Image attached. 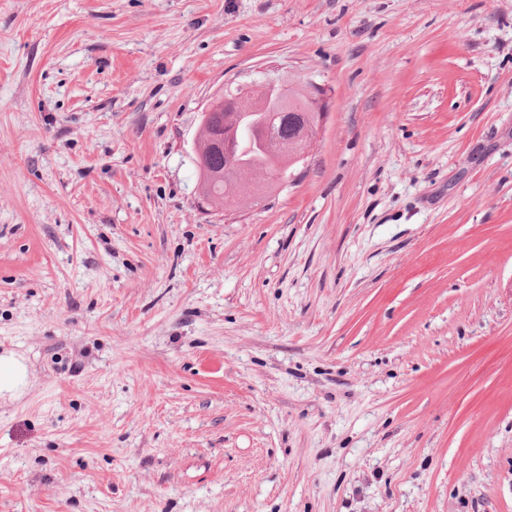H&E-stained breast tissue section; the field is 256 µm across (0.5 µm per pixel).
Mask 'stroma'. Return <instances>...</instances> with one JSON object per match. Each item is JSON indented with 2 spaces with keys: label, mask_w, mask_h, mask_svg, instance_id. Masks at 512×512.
<instances>
[{
  "label": "stroma",
  "mask_w": 512,
  "mask_h": 512,
  "mask_svg": "<svg viewBox=\"0 0 512 512\" xmlns=\"http://www.w3.org/2000/svg\"><path fill=\"white\" fill-rule=\"evenodd\" d=\"M310 80L216 212L201 114ZM0 512H512V0H0ZM314 85L318 87L319 91L316 89L308 91V99L310 102L308 113H294L296 117L294 118V133L291 143L289 144L292 158L291 165L305 159L312 150L315 138L312 136L310 117L314 114L324 117L322 89L316 83H314ZM287 171L288 165H281L273 175H266L262 180L237 181L236 194L242 201L258 202L266 195L278 191L286 185L290 178V173L288 172V176L286 174ZM27 369L21 357L0 355V397L14 395L25 385Z\"/></svg>",
  "instance_id": "stroma-1"
}]
</instances>
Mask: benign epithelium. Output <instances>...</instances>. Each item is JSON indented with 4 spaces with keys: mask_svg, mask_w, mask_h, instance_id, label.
Here are the masks:
<instances>
[{
    "mask_svg": "<svg viewBox=\"0 0 512 512\" xmlns=\"http://www.w3.org/2000/svg\"><path fill=\"white\" fill-rule=\"evenodd\" d=\"M310 102L309 111L297 113L294 118V133L291 143H284L279 137L268 134L267 150L270 155H277L284 147H289L292 163L306 158L312 150L314 137L311 131L310 117L314 114L320 116L323 112L322 91L316 89L308 92ZM277 106V113L270 115V121H275L278 114H288L294 111V86L288 83H277L266 80L262 83L247 84L228 91L217 97L211 106L201 113L200 127H206L213 111L224 112V138L215 139L211 149L228 155L236 153L238 144V130L243 117L250 112H263L267 103ZM288 166L281 165L276 172L265 176L258 181L236 182V194L245 201L258 202L266 195L283 188L289 176Z\"/></svg>",
    "mask_w": 512,
    "mask_h": 512,
    "instance_id": "benign-epithelium-1",
    "label": "benign epithelium"
}]
</instances>
